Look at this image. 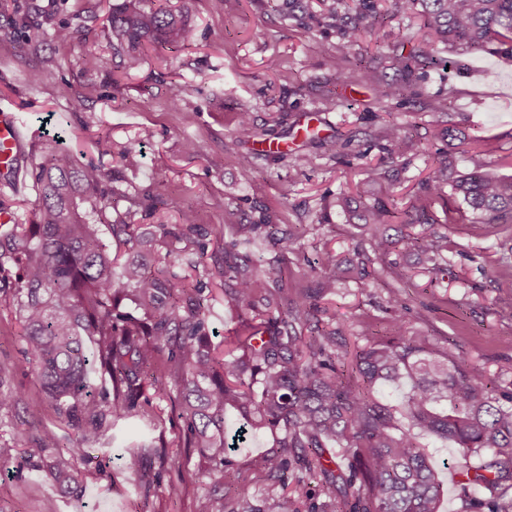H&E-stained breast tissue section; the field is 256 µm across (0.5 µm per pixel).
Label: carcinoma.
<instances>
[{
    "instance_id": "1",
    "label": "carcinoma",
    "mask_w": 512,
    "mask_h": 512,
    "mask_svg": "<svg viewBox=\"0 0 512 512\" xmlns=\"http://www.w3.org/2000/svg\"><path fill=\"white\" fill-rule=\"evenodd\" d=\"M153 2L112 4V50L127 74L142 66L148 45L193 43L187 15ZM344 2L332 0L316 18L336 30L340 53L391 14L422 18L416 50L392 49V81L374 60L355 62L360 80L384 96L410 92L418 64H440L439 43L512 57V0H390L385 13L378 0H353L348 9ZM308 9L309 0L277 5L290 17ZM77 37L78 29L61 25L49 40L69 44ZM237 129L244 138L257 136L252 113H238ZM380 140L391 161L410 148L397 123ZM473 163V171L454 175L448 160L433 159L405 209L391 194L373 191L382 179L394 185L399 169L386 174L365 166L361 181L336 193V206L362 229L354 258L341 263L333 250H322L305 274L316 281L308 288L292 277L288 259L307 229L273 223L266 207L249 222L224 211L220 257L196 277L182 276L176 270L182 257L203 255L209 245L210 232L192 210L148 194V211L166 206L178 223L157 224L147 238L140 225L115 220L106 241L93 215L108 205L102 192L108 175L70 153L35 158L38 223L0 234V260L23 267L9 290L40 386L26 403L28 418L39 420L50 406L74 435L63 452L47 432H18L19 441L32 443L21 449L18 467L40 469L74 498L80 489L75 462L103 432L146 415L154 400H168L183 421L184 447L198 450L212 479L193 512H438L441 486L419 446L422 435L452 443L465 459L457 486L469 512H512V391L496 386L484 364L462 351L433 356L434 337L412 330L407 318L403 295L414 274L396 273L400 288L387 282L393 273L388 257L400 247L418 252L436 276L465 255L464 245L438 230L434 213L441 202L445 224L457 223L448 208L452 197L484 235L512 241V178L483 170L478 159ZM216 280L224 303L245 315L242 332L226 339L222 355L209 344ZM370 281L384 288L386 304L358 321L366 343L352 344L320 300ZM94 370L107 383L100 392L90 379ZM385 384L405 387L407 424L373 398V388ZM229 412L239 419L231 435ZM253 430L269 432L272 449L252 460L255 480L245 481L232 450ZM335 445L336 456L330 453ZM154 458L173 467L146 445L127 450L126 467L137 472ZM290 471L302 474L298 482L305 476L312 482L301 508L290 504Z\"/></svg>"
}]
</instances>
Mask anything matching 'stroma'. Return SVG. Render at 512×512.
<instances>
[{"instance_id":"35a3bbf8","label":"stroma","mask_w":512,"mask_h":512,"mask_svg":"<svg viewBox=\"0 0 512 512\" xmlns=\"http://www.w3.org/2000/svg\"><path fill=\"white\" fill-rule=\"evenodd\" d=\"M113 0H0V103L10 105L26 134L28 157L66 149L116 174L107 183L108 207L102 224L133 215L150 226L175 223L169 210L145 215V194L157 186L175 194L193 209L207 228L223 223L226 208L257 218L267 206L282 224H305L302 251L292 254L294 267L317 259L331 247L337 259L353 255L354 241L345 213L336 205L340 186L358 180L364 164L377 163L381 151L370 148L366 159L339 162L336 150L347 140L365 144L388 121L400 122L409 134L430 124H450L465 142L421 141L397 156L407 164L395 190L398 203L428 172L433 157L448 155L454 168L469 171V156L479 150L498 173L512 176L501 157L512 154V59L482 51L442 50L444 65L421 70L408 101L378 99L370 87L354 83L351 62L361 56L387 58L393 43L412 52L417 45L415 19L396 17L352 46L336 51L334 31L309 18L288 19L272 10L269 0H241L227 15L215 0H165L171 9L187 7L194 42L187 48L150 47L145 62L123 75L112 55L108 17ZM80 27V41L59 45L47 36L62 24ZM335 68H328V57ZM278 59L281 72L267 67ZM51 69L54 77L34 81V74ZM97 98L79 102L87 84ZM447 101L446 112L433 111ZM253 113L258 135L240 142L236 116ZM134 148L137 170L123 169L120 154ZM253 152L250 169L238 164L239 153ZM311 163L297 169V152ZM448 234L464 244L471 259L458 260L451 283L418 277L405 298L411 326L435 337L439 353L465 350L485 362L501 388L512 387V322L500 320V308L512 305V278L497 276L498 260L506 249L491 239L472 236L466 224H452ZM386 300L382 289H341L335 299L336 320L347 334L357 321ZM24 341L12 302L0 293V366L7 385L23 401L38 392L36 378L23 355ZM165 414L162 423L144 418L118 422L92 449L95 463L78 464L82 486L78 501L62 495L37 470L14 473L20 443L15 429L25 418L16 405L0 416V512H135L142 497L141 477L126 469L127 446L164 440L170 457L179 461L183 496L170 500L163 483H154L149 501L154 512H193L198 496L210 486L202 459L182 448L178 423L168 421L171 404L153 403ZM442 485L439 512H467L456 486L460 458L452 444L423 437Z\"/></svg>"}]
</instances>
